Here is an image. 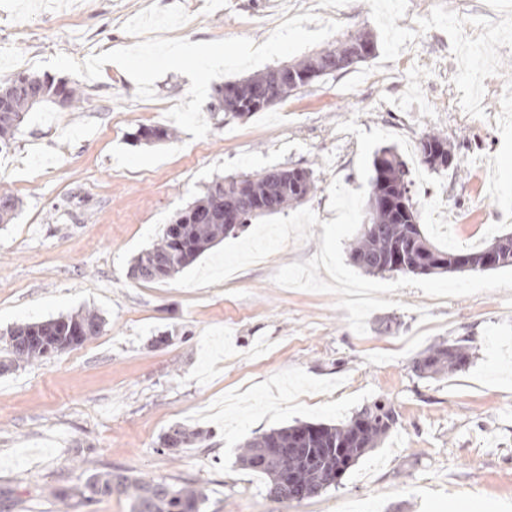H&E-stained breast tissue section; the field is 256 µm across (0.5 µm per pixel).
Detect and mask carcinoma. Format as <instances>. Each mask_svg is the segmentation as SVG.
Instances as JSON below:
<instances>
[{
  "mask_svg": "<svg viewBox=\"0 0 512 512\" xmlns=\"http://www.w3.org/2000/svg\"><path fill=\"white\" fill-rule=\"evenodd\" d=\"M367 41L377 45L373 35L359 32L344 41L307 57L291 68L298 74L318 71L330 75L352 66L347 61L349 48ZM302 82L279 81L276 69L226 82L215 89L208 109L229 113L234 117L252 114L282 101L303 87ZM64 97L65 106L76 107L81 92L75 86L47 76L20 74L0 86V152L11 147L25 116L45 104H58ZM135 137L144 141H161L174 137V132L159 126H142ZM421 163L431 171L448 169L453 159L448 138L428 134L418 147ZM410 171L391 148L375 152L369 173V185L375 187L383 177L396 192L398 204L387 208L369 195L360 230L347 250L349 262L372 275L413 274L441 276L461 271L459 260L467 258L471 270L498 269L512 266V252L499 253L497 261L483 267V259L492 245L501 240L497 235L478 250H448L435 245L426 236L411 203ZM245 184L248 192H237ZM224 187V207L238 214L236 224L224 223L223 213L216 203L215 192ZM316 189L313 171L291 168L280 173L231 176L216 180L207 187L205 195L177 214L167 226L161 242L140 252L134 258L130 276L150 282L165 280L178 274L205 252L224 239L237 237L253 220L279 212L301 203ZM18 199L9 191H0V222L12 219L18 209ZM104 320L95 311L61 315L45 321L27 323L8 332L9 338L25 333L31 339L9 343L8 358L0 361V369L8 370L13 363H33L48 357L46 346L59 343L74 348L96 336ZM91 336H86V333ZM467 339L434 345L412 360V370L421 378L448 371L466 369L470 363ZM399 423L395 409L384 402L359 412L340 424L300 423L272 429L244 442L237 459L250 471L264 476L269 493L281 501H301L336 486V469L347 470L352 464L378 447ZM203 432L173 425L161 436V447L171 450L178 443L193 445L201 441ZM272 457L258 467L253 460L267 453ZM293 477L292 485L281 482L283 475ZM85 503H93L114 494L125 497L130 512H202L206 494L190 484L175 485L165 480L145 479L121 469H111L88 475L71 493ZM60 493L66 499L71 495Z\"/></svg>",
  "mask_w": 512,
  "mask_h": 512,
  "instance_id": "carcinoma-1",
  "label": "carcinoma"
}]
</instances>
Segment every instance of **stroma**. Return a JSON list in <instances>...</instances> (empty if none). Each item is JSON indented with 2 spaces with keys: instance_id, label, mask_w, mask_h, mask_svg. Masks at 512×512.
<instances>
[{
  "instance_id": "35a3bbf8",
  "label": "stroma",
  "mask_w": 512,
  "mask_h": 512,
  "mask_svg": "<svg viewBox=\"0 0 512 512\" xmlns=\"http://www.w3.org/2000/svg\"><path fill=\"white\" fill-rule=\"evenodd\" d=\"M0 0V36L19 19L29 34L9 44L0 84L63 53L77 61L163 37L262 44L289 18L314 11L340 22L335 39L367 31L375 58L316 79L249 117L205 112L201 139L135 141L139 126L167 125L189 90L168 72L150 99L119 66L96 80L46 69L79 87L78 108L29 113L0 154V191L20 206L0 223V359L10 327L85 310L105 320L98 336L0 373V512H128L125 497L87 505L60 491L110 469L204 489L205 512H512V291L430 297L402 288L356 334L333 293L286 289L282 266L317 254L333 220V181L358 190V140L337 132L353 119L404 137L420 222L442 246L475 249L453 217L512 230V119L491 87L483 124L465 118L474 77L458 60L429 59L479 21L512 34V0ZM440 21L417 30L418 12ZM73 15L75 26L60 28ZM455 157L432 172L417 151L428 134ZM45 166L33 168L32 157ZM313 170L304 202L320 219L266 262L225 281L185 289L129 277L133 258L157 243L175 213L212 180L272 169ZM434 194L442 213L424 212ZM471 339L462 372L417 377L412 360L434 344ZM377 400L397 427L343 475L338 487L299 502L271 496L264 479L236 464L245 439L297 421L339 423ZM207 431L193 448L160 445L169 426Z\"/></svg>"
}]
</instances>
